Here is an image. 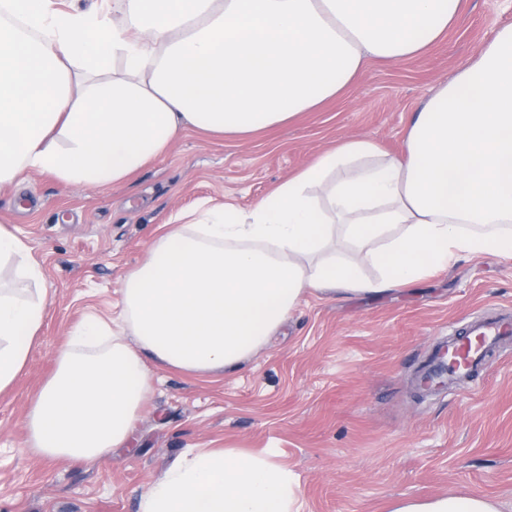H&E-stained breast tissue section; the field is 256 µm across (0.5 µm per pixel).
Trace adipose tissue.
Segmentation results:
<instances>
[{
	"mask_svg": "<svg viewBox=\"0 0 512 512\" xmlns=\"http://www.w3.org/2000/svg\"><path fill=\"white\" fill-rule=\"evenodd\" d=\"M462 0H0V186L31 170L72 186L127 181L187 130L244 138L340 97L368 60L434 46ZM380 270L363 277L335 228ZM512 257V25L441 84L401 157L341 140L252 209L176 214L121 284L135 344L90 319L31 399L24 445L80 462L127 443L151 364L235 368L311 290L379 294L458 254ZM38 284L26 242L0 226V265ZM45 317L41 295L0 289V391L21 375ZM272 456L201 451L148 485L140 512H298ZM389 512H500L490 497L402 499Z\"/></svg>",
	"mask_w": 512,
	"mask_h": 512,
	"instance_id": "adipose-tissue-1",
	"label": "adipose tissue"
}]
</instances>
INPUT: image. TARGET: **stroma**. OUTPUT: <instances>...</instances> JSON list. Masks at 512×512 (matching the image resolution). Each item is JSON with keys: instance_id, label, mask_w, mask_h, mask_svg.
<instances>
[{"instance_id": "stroma-1", "label": "stroma", "mask_w": 512, "mask_h": 512, "mask_svg": "<svg viewBox=\"0 0 512 512\" xmlns=\"http://www.w3.org/2000/svg\"><path fill=\"white\" fill-rule=\"evenodd\" d=\"M512 0H462L427 53L369 61L338 100L287 126L219 139L190 130L128 181L73 187L30 172L0 189V225L42 269L46 317L19 380L0 392V512H138L147 485L209 448L272 455L299 512H387L400 498L486 495L512 512V341L475 383L423 396L413 378L439 338L512 310V258L464 255L378 295L312 292L241 367L209 378L155 367L126 446L80 463L24 446L31 397L86 316L118 319L121 281L161 224L229 201L250 210L349 137L401 156L410 120L505 25Z\"/></svg>"}]
</instances>
